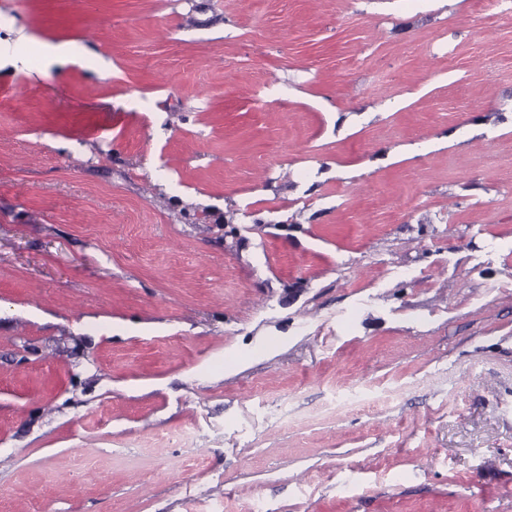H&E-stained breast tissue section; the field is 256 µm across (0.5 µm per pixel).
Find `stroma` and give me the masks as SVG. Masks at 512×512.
Masks as SVG:
<instances>
[{
    "label": "stroma",
    "instance_id": "stroma-1",
    "mask_svg": "<svg viewBox=\"0 0 512 512\" xmlns=\"http://www.w3.org/2000/svg\"><path fill=\"white\" fill-rule=\"evenodd\" d=\"M257 503L512 512V16L0 0V512Z\"/></svg>",
    "mask_w": 512,
    "mask_h": 512
}]
</instances>
